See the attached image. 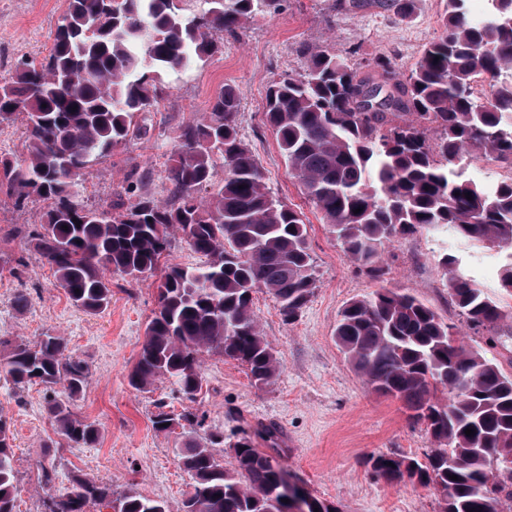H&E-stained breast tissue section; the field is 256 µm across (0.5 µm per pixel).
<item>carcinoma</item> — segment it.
<instances>
[{
    "label": "carcinoma",
    "instance_id": "1",
    "mask_svg": "<svg viewBox=\"0 0 512 512\" xmlns=\"http://www.w3.org/2000/svg\"><path fill=\"white\" fill-rule=\"evenodd\" d=\"M184 2L67 0L48 57L0 79V125L21 121L26 143L24 159L0 157V188L17 205L33 194L48 202L34 246L69 300L87 313L110 304L107 274H154L177 234L206 258L197 267L162 269L158 309L129 374L136 390L164 376L191 396L202 388V355L210 352L247 365L255 385L271 383L281 361L254 315L252 295L268 291L291 321L315 280L306 224L272 196L239 136L240 102L231 85L176 134L170 201L141 195L126 208H104L80 199L94 159L148 134L133 118L157 102L164 75L220 53L217 34L237 32L280 0H203L191 16ZM491 2L490 18L476 23L467 0H447L440 33L405 76L381 62L363 72L316 50L301 73L267 89L266 120L288 168L344 252L373 273L379 249L404 234L445 229L512 248V178L488 192L450 169L478 154L512 165V81H498L512 69V0ZM481 74L493 81L483 97L472 87ZM384 86L390 88L384 109L368 111ZM430 129L437 133L432 141ZM455 264V256L442 257L459 315L494 331L505 317L500 303L454 275ZM452 329L415 296L379 288L343 307L335 336L367 384L401 400L437 443L425 463L370 459L376 475L434 488L442 512H499L502 501H512V459L495 462L489 449L512 445V377L460 341L448 350ZM0 346L10 347L0 378L15 388L63 387L66 399L48 406L59 436L54 448L94 443L98 429L70 403L91 368L67 340L49 333L33 343L0 337ZM441 394L451 404L441 403ZM194 420L190 412L161 410L153 428L168 432ZM467 428L474 434L466 435ZM12 441L10 422L0 415V512H15ZM216 444V438L186 443L180 463L194 484L183 512H289L278 462L240 442L231 474L216 460ZM56 461L38 462L42 484L52 483ZM91 502L112 512H167L160 501L81 477L50 498L46 512H86Z\"/></svg>",
    "mask_w": 512,
    "mask_h": 512
}]
</instances>
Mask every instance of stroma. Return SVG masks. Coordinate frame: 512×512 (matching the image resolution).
Segmentation results:
<instances>
[{
	"instance_id": "1",
	"label": "stroma",
	"mask_w": 512,
	"mask_h": 512,
	"mask_svg": "<svg viewBox=\"0 0 512 512\" xmlns=\"http://www.w3.org/2000/svg\"><path fill=\"white\" fill-rule=\"evenodd\" d=\"M349 0H284L281 8L259 14L245 29L224 37V51L203 64L170 74L153 112L146 118L149 137L132 139L95 159L79 188L82 199L106 207L125 199L133 174H140L138 194L169 198L167 169L178 129L208 112L224 85L240 100L238 130L260 162L274 196L301 212L307 226L316 286L292 321H285L269 293L253 295V312L282 363L279 375L254 385L244 364L218 354L202 357L204 382L194 398L160 377L143 390L128 384L147 322L157 309L159 276L130 280L112 277V303L89 315L74 307L50 265L35 250L31 231L44 222L46 202L30 199L16 207L0 191V254L22 261L20 277L0 276V336L37 341L47 333L65 336L70 349L90 362L94 372L73 409L95 423L96 443L62 453L51 485L37 479L35 464L56 440L47 407L55 394L39 384L15 394L0 381V415L14 434L17 495L15 512H44L48 496L62 494L74 476L110 483L121 492L135 489L163 501L167 512H182L192 478L180 464L188 438L221 437L214 453L226 471L237 468L234 446L250 440L253 448L275 459L314 498L336 505L338 512H440L441 497L431 488L396 485L377 476L370 460L379 455L425 460L434 444L424 425L411 420L402 404L373 393L336 344L341 309L380 287L417 297L444 321L456 325L467 348L478 351L512 376V296L500 289L505 254L469 244L452 234H408L386 245L381 276L359 268L343 252L335 234L289 171L265 118L268 86L302 72L311 50L340 54L362 67L382 60L407 73L432 40L446 0H412L408 17ZM65 0H0V77L20 61H43ZM457 263L452 273L472 279L495 294L505 313L496 343L467 326L451 302L443 254ZM29 302L15 303L18 292ZM197 416L194 426L159 433L152 426L158 405ZM281 438L271 442L265 426Z\"/></svg>"
}]
</instances>
